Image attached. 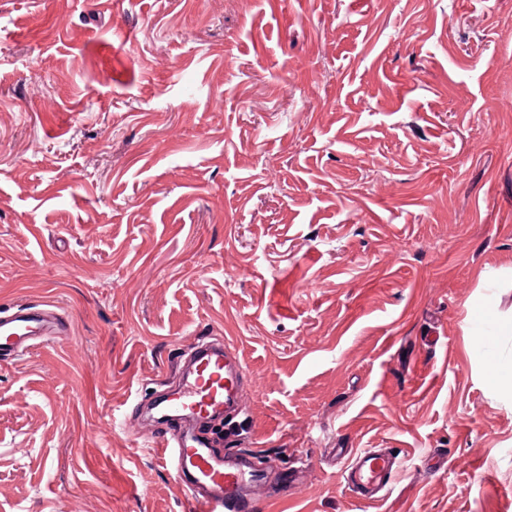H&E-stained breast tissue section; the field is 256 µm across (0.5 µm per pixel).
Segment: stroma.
<instances>
[{
	"instance_id": "35a3bbf8",
	"label": "stroma",
	"mask_w": 512,
	"mask_h": 512,
	"mask_svg": "<svg viewBox=\"0 0 512 512\" xmlns=\"http://www.w3.org/2000/svg\"><path fill=\"white\" fill-rule=\"evenodd\" d=\"M16 304L72 329L0 359V512H194L140 408L205 337L257 512H512V0H0ZM401 453L399 448H364L355 453L336 448V455L346 457L342 472L345 485L354 496L369 501H379L390 492Z\"/></svg>"
}]
</instances>
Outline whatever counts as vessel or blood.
I'll return each instance as SVG.
<instances>
[{"mask_svg":"<svg viewBox=\"0 0 512 512\" xmlns=\"http://www.w3.org/2000/svg\"><path fill=\"white\" fill-rule=\"evenodd\" d=\"M68 321L33 306L17 305L0 315V352L23 354L28 341L58 338ZM181 383L163 399L166 409L179 415L176 428L152 437L149 446L189 494L197 512H256L246 486L263 478L242 459L216 454L196 432L198 424L233 419L241 404L243 362L231 342L194 344ZM397 448H364L347 453L342 479L354 496L378 501L391 490L399 470Z\"/></svg>","mask_w":512,"mask_h":512,"instance_id":"obj_1","label":"vessel or blood"}]
</instances>
